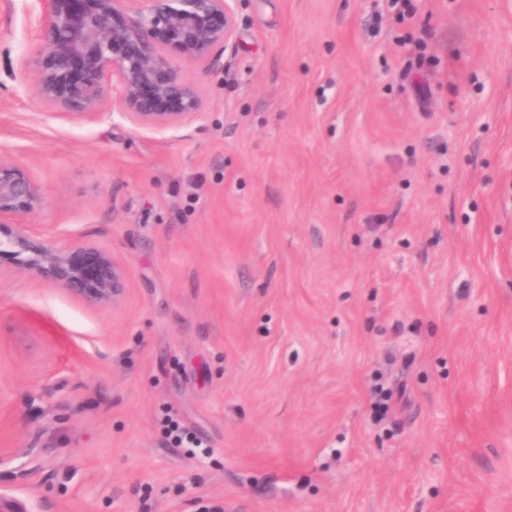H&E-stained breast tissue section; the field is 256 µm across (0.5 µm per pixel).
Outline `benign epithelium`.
Wrapping results in <instances>:
<instances>
[{"mask_svg":"<svg viewBox=\"0 0 512 512\" xmlns=\"http://www.w3.org/2000/svg\"><path fill=\"white\" fill-rule=\"evenodd\" d=\"M236 0H34L30 53L42 101L59 113L94 120L109 99L135 126L165 132L203 107L179 62L213 69L231 43ZM44 202L31 171L0 157V257L26 255L31 275L95 308L118 305L125 270L98 243L59 246L25 219Z\"/></svg>","mask_w":512,"mask_h":512,"instance_id":"7a95c632","label":"benign epithelium"}]
</instances>
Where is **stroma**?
<instances>
[{"label": "stroma", "instance_id": "obj_1", "mask_svg": "<svg viewBox=\"0 0 512 512\" xmlns=\"http://www.w3.org/2000/svg\"><path fill=\"white\" fill-rule=\"evenodd\" d=\"M236 11L160 133L49 114L0 0L31 222L125 269L91 308L0 261V486L28 512H512V0Z\"/></svg>", "mask_w": 512, "mask_h": 512}]
</instances>
